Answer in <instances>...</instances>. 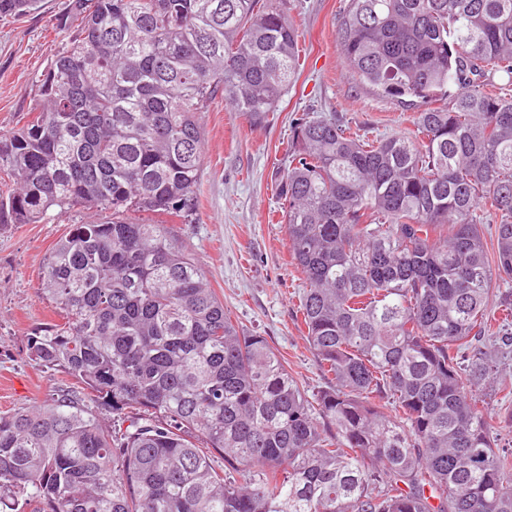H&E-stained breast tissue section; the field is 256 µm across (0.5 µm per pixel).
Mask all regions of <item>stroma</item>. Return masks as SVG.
Returning a JSON list of instances; mask_svg holds the SVG:
<instances>
[{
    "mask_svg": "<svg viewBox=\"0 0 512 512\" xmlns=\"http://www.w3.org/2000/svg\"><path fill=\"white\" fill-rule=\"evenodd\" d=\"M68 0H44L40 12L0 21V132L28 119L34 78L68 40L52 24ZM299 34L301 71L265 123L256 125L216 100L202 113L204 160L192 215L168 217L203 268L225 311L265 336L307 394L330 387L318 369L295 311L305 287L289 248L280 195L294 118H336L358 134L408 135L413 110L362 89L347 70L336 39L347 0H290ZM80 204L42 224L0 225V412L40 404L70 386L68 376L32 361L25 338L59 315L39 294L44 262L71 225L85 221ZM494 377L475 393L490 411L512 407L499 378L512 380V351L495 345Z\"/></svg>",
    "mask_w": 512,
    "mask_h": 512,
    "instance_id": "35a3bbf8",
    "label": "stroma"
}]
</instances>
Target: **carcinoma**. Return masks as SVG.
I'll use <instances>...</instances> for the list:
<instances>
[{"instance_id":"1","label":"carcinoma","mask_w":512,"mask_h":512,"mask_svg":"<svg viewBox=\"0 0 512 512\" xmlns=\"http://www.w3.org/2000/svg\"><path fill=\"white\" fill-rule=\"evenodd\" d=\"M41 3L0 0V18ZM56 29L69 42L31 119L0 132V224L78 203L111 217L45 260L63 322L27 354L79 389L0 414V512H512V448L495 444L512 409L473 393L492 279L512 282V98L479 90L512 75V0H348L336 37L356 82L420 111L412 138L291 126L297 313L334 381L312 397L167 225L131 218L192 212L217 98L261 124L295 83L287 0H69Z\"/></svg>"}]
</instances>
